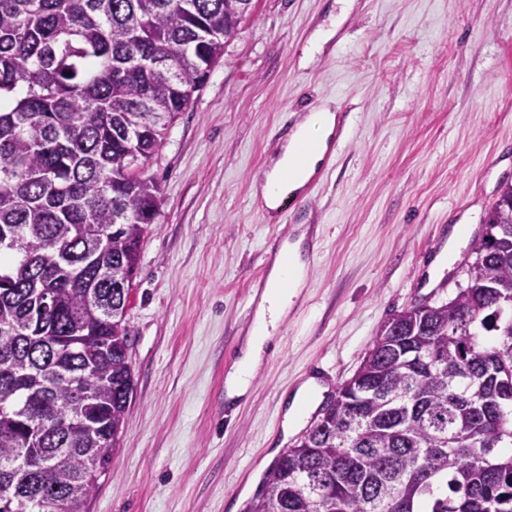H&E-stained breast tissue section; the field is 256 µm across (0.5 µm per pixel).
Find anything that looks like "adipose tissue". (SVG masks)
<instances>
[{
  "label": "adipose tissue",
  "mask_w": 512,
  "mask_h": 512,
  "mask_svg": "<svg viewBox=\"0 0 512 512\" xmlns=\"http://www.w3.org/2000/svg\"><path fill=\"white\" fill-rule=\"evenodd\" d=\"M335 122L333 112L329 107L323 106L297 126L282 155L268 171L264 183L258 186L269 209H276L279 204V196L274 187L286 168L292 167L296 170L288 184L289 190L297 191L305 185L330 147ZM308 233V228H301L298 238L289 244L291 265L276 267L269 275L268 287L258 308L254 327L234 371L227 377L228 398L239 397L247 392L251 379L263 361L273 330L286 316L294 299L306 285Z\"/></svg>",
  "instance_id": "adipose-tissue-1"
}]
</instances>
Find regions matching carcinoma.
I'll return each mask as SVG.
<instances>
[{
	"label": "carcinoma",
	"mask_w": 512,
	"mask_h": 512,
	"mask_svg": "<svg viewBox=\"0 0 512 512\" xmlns=\"http://www.w3.org/2000/svg\"><path fill=\"white\" fill-rule=\"evenodd\" d=\"M245 6L0 0V512H89L135 390L144 169ZM486 224L466 287L380 328L246 512H512V183Z\"/></svg>",
	"instance_id": "carcinoma-1"
}]
</instances>
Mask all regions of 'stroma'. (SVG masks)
Here are the masks:
<instances>
[{
	"mask_svg": "<svg viewBox=\"0 0 512 512\" xmlns=\"http://www.w3.org/2000/svg\"><path fill=\"white\" fill-rule=\"evenodd\" d=\"M326 101L335 159L296 219L319 232L307 285L232 404L246 289L279 230L254 184ZM146 173L161 200L126 315L135 392L91 512H244L315 414L285 423L311 368L334 394L390 317L466 286L512 183V0H253Z\"/></svg>",
	"mask_w": 512,
	"mask_h": 512,
	"instance_id": "35a3bbf8",
	"label": "stroma"
}]
</instances>
